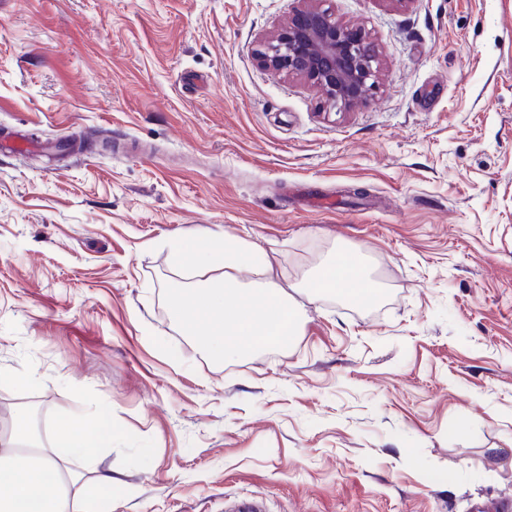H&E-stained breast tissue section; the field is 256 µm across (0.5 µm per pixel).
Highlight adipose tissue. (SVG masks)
<instances>
[{
	"instance_id": "1",
	"label": "adipose tissue",
	"mask_w": 512,
	"mask_h": 512,
	"mask_svg": "<svg viewBox=\"0 0 512 512\" xmlns=\"http://www.w3.org/2000/svg\"><path fill=\"white\" fill-rule=\"evenodd\" d=\"M356 283L355 295L373 298L355 262L336 259L309 280L319 292H342ZM112 445V438L98 430L95 418L81 411L46 424L37 432L27 411H18L10 423L8 439L0 445V512H72L70 488L81 478L78 464L91 463Z\"/></svg>"
}]
</instances>
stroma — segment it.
<instances>
[{"mask_svg":"<svg viewBox=\"0 0 512 512\" xmlns=\"http://www.w3.org/2000/svg\"><path fill=\"white\" fill-rule=\"evenodd\" d=\"M306 8L378 52L344 111L257 58ZM0 130V399L99 417L112 512L512 498V0H0ZM199 235L267 254L290 347L179 328ZM340 254L375 299L302 291Z\"/></svg>","mask_w":512,"mask_h":512,"instance_id":"obj_1","label":"stroma"}]
</instances>
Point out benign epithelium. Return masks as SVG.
Listing matches in <instances>:
<instances>
[{"label": "benign epithelium", "mask_w": 512, "mask_h": 512, "mask_svg": "<svg viewBox=\"0 0 512 512\" xmlns=\"http://www.w3.org/2000/svg\"><path fill=\"white\" fill-rule=\"evenodd\" d=\"M264 66L306 79L325 95L326 106L344 110L374 88L379 62L364 32L342 25L327 10L306 9L268 41Z\"/></svg>", "instance_id": "1"}]
</instances>
